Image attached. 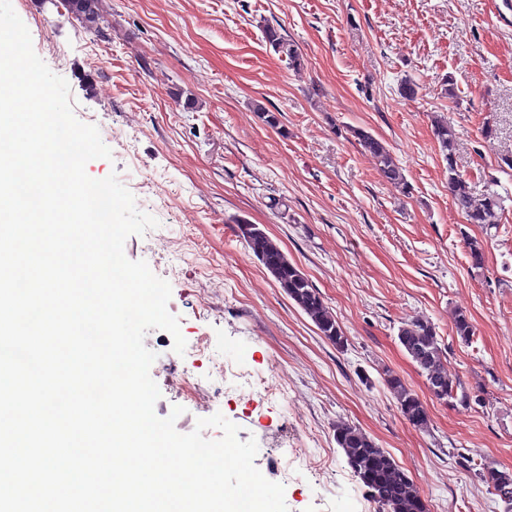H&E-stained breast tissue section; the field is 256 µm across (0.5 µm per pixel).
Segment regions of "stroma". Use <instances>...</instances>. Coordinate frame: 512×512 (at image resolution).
Masks as SVG:
<instances>
[{
  "label": "stroma",
  "instance_id": "1",
  "mask_svg": "<svg viewBox=\"0 0 512 512\" xmlns=\"http://www.w3.org/2000/svg\"><path fill=\"white\" fill-rule=\"evenodd\" d=\"M11 2L35 53L68 81L75 117L112 132L111 159L89 161L87 174L117 173L135 195L149 185L158 203V227L124 245L169 282L167 308L186 340L179 354L166 331L144 337L156 355V415L183 407L175 427L186 434L223 414L240 440L256 439L254 464L284 485L288 512H378L336 445L340 422L390 453L429 512H503L478 472L512 470V170L499 168L512 155V0H104L103 38L61 0ZM267 25L296 43L301 68L267 44ZM407 79L420 87L412 100L400 94ZM437 117L456 130L469 187L502 198L492 232L466 223L454 203ZM355 127L388 145L409 191L385 182ZM242 220L318 289L345 347L276 285ZM470 238L484 247L479 271ZM458 309L476 329L468 345L453 330ZM416 319L435 325L449 378L478 404L432 397L398 340ZM388 371L423 401L426 428L402 416ZM184 373L222 387L221 404H195L191 389L170 386ZM253 375L279 393L249 388Z\"/></svg>",
  "mask_w": 512,
  "mask_h": 512
}]
</instances>
